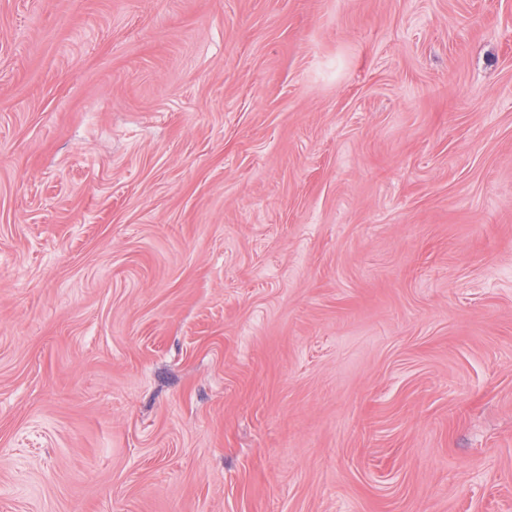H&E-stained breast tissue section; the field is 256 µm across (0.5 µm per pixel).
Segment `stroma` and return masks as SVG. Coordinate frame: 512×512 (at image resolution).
Masks as SVG:
<instances>
[{"mask_svg":"<svg viewBox=\"0 0 512 512\" xmlns=\"http://www.w3.org/2000/svg\"><path fill=\"white\" fill-rule=\"evenodd\" d=\"M0 512H512V0H0Z\"/></svg>","mask_w":512,"mask_h":512,"instance_id":"1","label":"stroma"}]
</instances>
